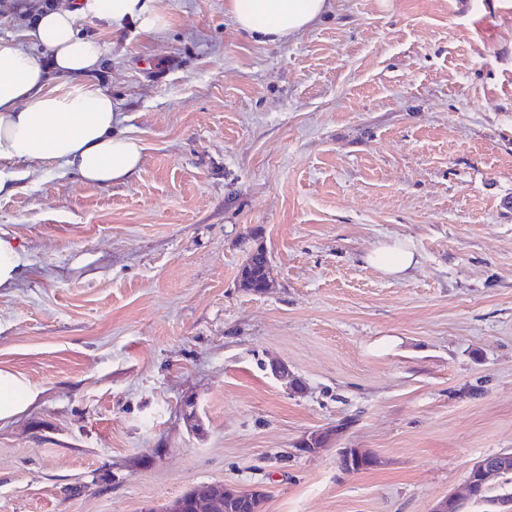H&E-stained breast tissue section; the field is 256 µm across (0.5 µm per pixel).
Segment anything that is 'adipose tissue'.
<instances>
[{
	"label": "adipose tissue",
	"instance_id": "1",
	"mask_svg": "<svg viewBox=\"0 0 512 512\" xmlns=\"http://www.w3.org/2000/svg\"><path fill=\"white\" fill-rule=\"evenodd\" d=\"M329 8L328 0H230L235 24L254 37L287 40L308 28ZM96 17L114 23L129 20L157 30L162 13L156 0H73L67 7L44 9L26 42L0 37V197L15 193L27 171L8 161L51 160L63 174L101 186L131 176L142 146L120 130L121 114L97 77L104 44L85 37L81 25ZM46 50L40 63L29 46ZM383 274L403 277L417 263L402 240L384 242L367 256ZM34 259L17 238L0 229V288L14 284ZM38 391L21 374L0 369V422L27 410Z\"/></svg>",
	"mask_w": 512,
	"mask_h": 512
}]
</instances>
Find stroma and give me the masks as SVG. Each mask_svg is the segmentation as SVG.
Masks as SVG:
<instances>
[{
	"label": "stroma",
	"mask_w": 512,
	"mask_h": 512,
	"mask_svg": "<svg viewBox=\"0 0 512 512\" xmlns=\"http://www.w3.org/2000/svg\"><path fill=\"white\" fill-rule=\"evenodd\" d=\"M158 6L159 32L82 26L137 173L44 161L0 198L34 258L0 288V368L39 391L0 422V512L217 482L265 487L267 512H429L512 450V0H330L276 43L227 0ZM392 238L418 256L402 279L364 260ZM267 257L264 252H257L249 255L240 270V278L245 288L253 292L261 293L266 290L265 265ZM245 282L247 284H245ZM350 449H352L354 452V459H355L356 467L362 466L363 469L364 468L371 469L378 465V463H379L378 458L369 452L363 451L359 448H343L340 451V464L344 470L357 471L354 469V466H353L354 462L351 461V458H350V455H351Z\"/></svg>",
	"instance_id": "1"
}]
</instances>
